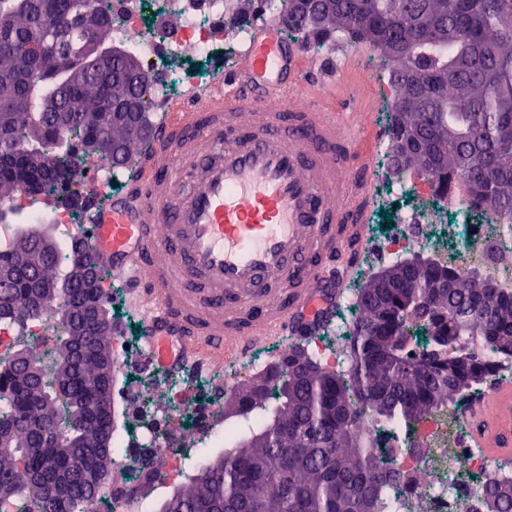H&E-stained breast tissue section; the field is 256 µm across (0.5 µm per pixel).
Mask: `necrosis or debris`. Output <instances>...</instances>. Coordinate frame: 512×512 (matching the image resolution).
Returning a JSON list of instances; mask_svg holds the SVG:
<instances>
[{
    "label": "necrosis or debris",
    "mask_w": 512,
    "mask_h": 512,
    "mask_svg": "<svg viewBox=\"0 0 512 512\" xmlns=\"http://www.w3.org/2000/svg\"><path fill=\"white\" fill-rule=\"evenodd\" d=\"M121 7L112 28L114 41L133 48L143 71L162 80L172 58L185 51L209 58L224 40L226 16L224 0H183L181 23L174 32L161 36L146 30L144 17L154 0H115ZM471 205L457 183L447 189L413 188L408 203L400 210L396 231L378 241L381 258H395L418 247L448 258L459 271L474 270L495 278L512 289V263L490 258L500 241L512 239V223L475 224ZM172 416H154L151 426L128 424L117 432L123 471L140 469L143 460L170 482L185 480L183 463L187 449L164 437L174 425ZM382 446L393 449L401 478L396 484L398 512H465L474 504L476 483L470 475L497 474L512 478L511 461H493L470 445V429L465 421L449 427L447 410H440L421 422L392 429L382 437Z\"/></svg>",
    "instance_id": "4bbe7bcc"
}]
</instances>
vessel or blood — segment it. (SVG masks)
Instances as JSON below:
<instances>
[{"instance_id": "vessel-or-blood-1", "label": "vessel or blood", "mask_w": 512, "mask_h": 512, "mask_svg": "<svg viewBox=\"0 0 512 512\" xmlns=\"http://www.w3.org/2000/svg\"><path fill=\"white\" fill-rule=\"evenodd\" d=\"M322 68L312 89L296 44L259 26L233 74L162 114L126 191L90 200L94 262L148 312L141 366L197 372L330 323L365 246L377 133L331 112L334 59ZM470 420L473 447L512 458L511 381Z\"/></svg>"}]
</instances>
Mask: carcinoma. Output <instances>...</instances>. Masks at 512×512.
Instances as JSON below:
<instances>
[{
    "instance_id": "1",
    "label": "carcinoma",
    "mask_w": 512,
    "mask_h": 512,
    "mask_svg": "<svg viewBox=\"0 0 512 512\" xmlns=\"http://www.w3.org/2000/svg\"><path fill=\"white\" fill-rule=\"evenodd\" d=\"M333 12L324 31L342 32L345 42L370 28L379 48L405 51L411 69L389 73L397 92L391 125L393 151L401 150L399 121L423 146L411 165L444 181L474 174L469 202L480 211L512 220V0H324ZM15 49L0 55V199H13L20 168H54L61 178L38 177L25 192L53 196L72 176V154L60 149L55 117L71 104L87 109L67 139L99 135L105 101L138 91L121 67L79 82L46 68L28 51L42 50L70 63L89 47L108 43L115 23L112 0H0ZM30 235L0 245V266L28 264L9 289L12 315L0 323L22 325L42 315L28 297L41 291L42 277L69 279L74 240ZM406 284L354 289L353 328L346 341V366L332 370L302 347L284 356L281 373L264 379L263 391H239L241 420L224 430V453L198 448L189 458L191 476L151 512H389L393 509L391 455L378 451L354 426L355 410L370 413L383 429L414 424L445 404L458 405L483 381L481 361L456 351L463 336H479L491 356L512 358V291L477 273L448 270V287L436 288L435 268L391 266ZM112 337L76 336L57 311L51 337L38 345L20 342L33 357L32 372L0 357V429L12 432L14 451L0 456V512H44L45 487L35 475L64 481L56 512H76L87 496L105 490L87 477L92 468L112 467L121 449L112 416L104 407L112 394ZM477 512H512V480L489 479Z\"/></svg>"
}]
</instances>
